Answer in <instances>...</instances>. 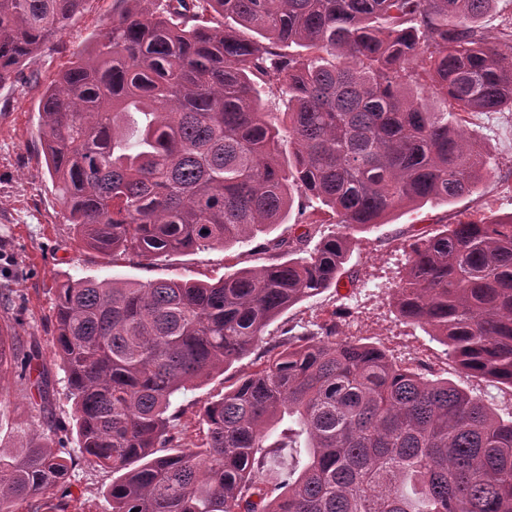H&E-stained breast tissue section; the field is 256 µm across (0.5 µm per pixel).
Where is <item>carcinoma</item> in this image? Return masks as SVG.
I'll return each instance as SVG.
<instances>
[{
    "label": "carcinoma",
    "mask_w": 512,
    "mask_h": 512,
    "mask_svg": "<svg viewBox=\"0 0 512 512\" xmlns=\"http://www.w3.org/2000/svg\"><path fill=\"white\" fill-rule=\"evenodd\" d=\"M83 2L0 0V84ZM494 2L114 0L96 48L41 98L77 235L150 264L249 241L294 205L305 231L278 242L286 260L213 282L62 283L68 422L50 418L47 367L0 327V380L16 374L30 404L18 445L0 441V512L39 499L57 512L46 495L80 465L115 475L108 512H512V411L338 336L334 312L283 331L280 352L206 402L201 438L176 405L283 311L339 286L354 233L478 188L490 158L461 114L512 112V18L498 43L477 29ZM258 81L288 111H265ZM421 81L451 111L414 96ZM323 224L335 229L309 247ZM395 307L463 373L512 388V215L414 239ZM279 448L307 457L271 488Z\"/></svg>",
    "instance_id": "obj_1"
}]
</instances>
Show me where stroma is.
<instances>
[{"instance_id": "obj_1", "label": "stroma", "mask_w": 512, "mask_h": 512, "mask_svg": "<svg viewBox=\"0 0 512 512\" xmlns=\"http://www.w3.org/2000/svg\"><path fill=\"white\" fill-rule=\"evenodd\" d=\"M111 22L112 0H85L66 27L0 85V289L12 292L11 303L0 306V324L14 325L21 343L38 345L42 362L51 365L56 360L55 290L67 279L218 278L230 267L268 264L273 245L300 232L293 224H277L227 250L177 254L150 265L124 257L104 259L86 247L65 220L64 202L47 168L38 133L39 98L78 55L91 51ZM465 130L496 162L478 190L451 204L399 207L384 223L356 233L344 272L347 278L360 276L358 287L346 279L339 289H327L285 310L267 327L263 348H271L285 329L300 332L334 313L342 336L375 343L397 358L418 351L425 373L451 380L497 409L512 407V387L461 373L447 346L399 318L392 299L415 236L435 234L465 216L512 215V112L470 113ZM257 364L255 354H248L181 397L188 436L198 434L206 400ZM110 481V474L81 466L67 488L55 490L54 498L66 503V512H105L103 493Z\"/></svg>"}]
</instances>
